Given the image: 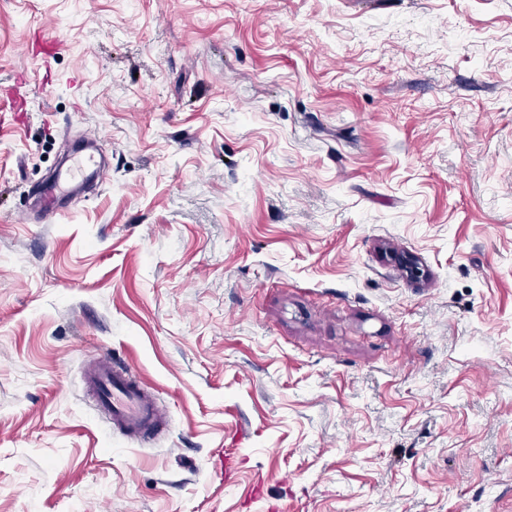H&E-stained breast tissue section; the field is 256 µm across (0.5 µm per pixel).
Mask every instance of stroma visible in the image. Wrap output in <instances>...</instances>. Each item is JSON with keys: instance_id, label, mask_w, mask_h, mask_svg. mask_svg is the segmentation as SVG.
<instances>
[{"instance_id": "stroma-1", "label": "stroma", "mask_w": 512, "mask_h": 512, "mask_svg": "<svg viewBox=\"0 0 512 512\" xmlns=\"http://www.w3.org/2000/svg\"><path fill=\"white\" fill-rule=\"evenodd\" d=\"M18 84L0 512H512V0H0ZM93 167V169H92ZM92 169V174L99 180L105 175V168L97 162L93 155H83L74 158L65 170L60 171L39 192V199L47 209L69 193L70 186L77 181V177ZM85 382L97 392L111 420L135 437L149 438L167 418L140 384L112 364L110 356L100 357L90 367Z\"/></svg>"}]
</instances>
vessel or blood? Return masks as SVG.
<instances>
[{
    "instance_id": "vessel-or-blood-1",
    "label": "vessel or blood",
    "mask_w": 512,
    "mask_h": 512,
    "mask_svg": "<svg viewBox=\"0 0 512 512\" xmlns=\"http://www.w3.org/2000/svg\"><path fill=\"white\" fill-rule=\"evenodd\" d=\"M92 172L103 178L105 168L91 155L74 158L65 170L60 171L39 192L44 207H51L69 193L78 176ZM87 386L97 392L102 406L111 420L135 437L146 439L164 423L165 413L155 400L138 384L113 364L111 357H100L85 375Z\"/></svg>"
}]
</instances>
